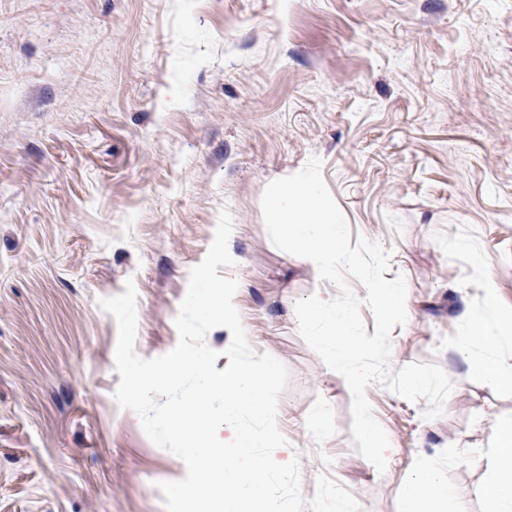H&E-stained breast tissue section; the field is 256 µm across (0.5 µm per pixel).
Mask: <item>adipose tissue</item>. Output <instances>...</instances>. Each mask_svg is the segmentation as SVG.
Masks as SVG:
<instances>
[{"instance_id":"1","label":"adipose tissue","mask_w":512,"mask_h":512,"mask_svg":"<svg viewBox=\"0 0 512 512\" xmlns=\"http://www.w3.org/2000/svg\"><path fill=\"white\" fill-rule=\"evenodd\" d=\"M274 236L293 243L297 257L326 290L310 300L300 326L319 352L325 368L343 378L358 403L361 429L372 450V461L380 472L399 473L398 496L403 512H447L459 493L450 487L442 457L415 453L399 459L391 443L371 414L366 394L374 380L366 364L351 361V346L358 331L352 307L344 305L334 283L348 255L342 225L319 203L314 184L305 178L284 180L274 211ZM480 274L481 309H467L461 316L463 331L454 343L456 354L469 363L485 381L512 388V358L501 356L503 340L512 336V313L490 315L498 296L494 279L475 262ZM364 299L376 310L380 326L392 324L406 310V297L399 283L369 281ZM480 455L486 461L477 487L491 504V512H512V421L495 426Z\"/></svg>"}]
</instances>
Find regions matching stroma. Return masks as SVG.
I'll use <instances>...</instances> for the list:
<instances>
[{"label": "stroma", "instance_id": "1", "mask_svg": "<svg viewBox=\"0 0 512 512\" xmlns=\"http://www.w3.org/2000/svg\"><path fill=\"white\" fill-rule=\"evenodd\" d=\"M294 174L345 228L336 286L378 372L374 418L400 458L444 457L449 512H487L476 450L512 419V389L453 343L482 302L473 258L512 309V0H0V512H165L159 485L186 466L118 407L99 301L134 279L137 354L171 351L224 209L240 262L218 273L239 282L250 346L289 370L303 497L324 474L361 512H401L298 326L320 284L271 243ZM370 277L409 294L381 337Z\"/></svg>", "mask_w": 512, "mask_h": 512}]
</instances>
